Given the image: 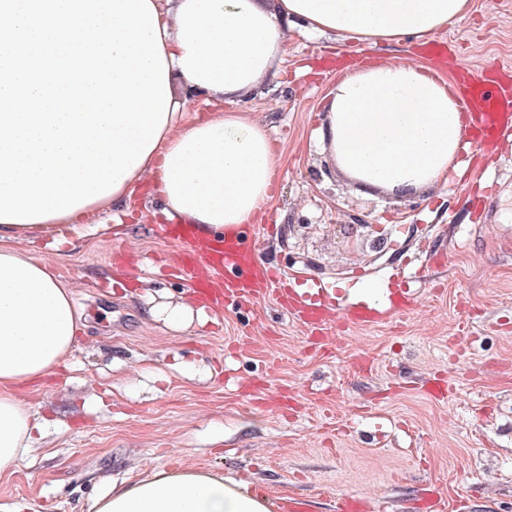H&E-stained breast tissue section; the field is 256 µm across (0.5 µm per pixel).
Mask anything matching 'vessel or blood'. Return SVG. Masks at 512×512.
<instances>
[{"label":"vessel or blood","mask_w":512,"mask_h":512,"mask_svg":"<svg viewBox=\"0 0 512 512\" xmlns=\"http://www.w3.org/2000/svg\"><path fill=\"white\" fill-rule=\"evenodd\" d=\"M470 116L463 145L478 146L488 162H496L500 148L512 141V84L482 77L466 76L458 86ZM185 249L176 260L182 277L199 288L207 303H248L276 295L288 314L313 334L323 333L336 319L351 321L357 327H375L382 322L378 306L367 302L336 305L335 288L313 283L298 291L288 287L274 267L258 256L254 243L234 235L204 238L191 225L176 226Z\"/></svg>","instance_id":"b4317fda"}]
</instances>
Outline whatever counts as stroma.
I'll list each match as a JSON object with an SVG mask.
<instances>
[{"instance_id": "1", "label": "stroma", "mask_w": 512, "mask_h": 512, "mask_svg": "<svg viewBox=\"0 0 512 512\" xmlns=\"http://www.w3.org/2000/svg\"><path fill=\"white\" fill-rule=\"evenodd\" d=\"M436 37L456 52L440 76L489 63L512 75V0H475ZM399 59L434 64L413 39L359 46L293 30L279 84L238 109L283 155L252 233L261 258L346 303L387 292L403 263L424 267L415 310L373 332L334 324L328 345L269 297L172 330L146 299L190 297L168 270L182 244L158 233L164 218L141 193L105 236L27 245L75 283L85 326L68 361L21 390L48 427L0 475V512H90L113 481L165 466L245 477L310 512H336L344 493L416 512L432 491L448 512H512V154L491 169L471 152L455 179L400 197L348 181L316 144L344 69Z\"/></svg>"}]
</instances>
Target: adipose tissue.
Segmentation results:
<instances>
[{"mask_svg":"<svg viewBox=\"0 0 512 512\" xmlns=\"http://www.w3.org/2000/svg\"><path fill=\"white\" fill-rule=\"evenodd\" d=\"M158 17L171 102L155 148L120 189L72 214L0 222V474L10 471L45 424L18 395L64 364L84 326L69 282L21 249L33 237L57 248L106 230L139 188L169 221L221 237L255 223L282 166L263 124L233 104L275 75L286 30L338 34L375 45L424 40L473 10V0H151ZM206 94L197 110L188 91ZM323 149L347 179L396 196L415 195L458 172L466 117L450 83L417 62L359 67L330 89ZM101 216L98 224L87 223ZM152 320L174 330L207 322L205 309L167 298ZM251 482L217 471L163 468L113 487L93 512H273Z\"/></svg>","mask_w":512,"mask_h":512,"instance_id":"obj_1","label":"adipose tissue"}]
</instances>
